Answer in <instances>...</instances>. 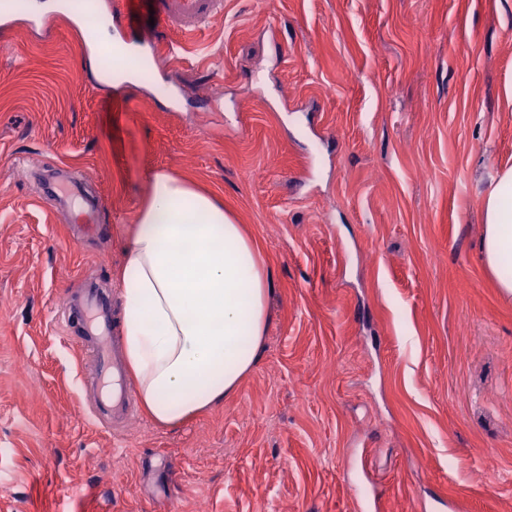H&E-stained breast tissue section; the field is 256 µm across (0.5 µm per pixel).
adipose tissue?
I'll return each instance as SVG.
<instances>
[{
	"instance_id": "obj_1",
	"label": "adipose tissue",
	"mask_w": 512,
	"mask_h": 512,
	"mask_svg": "<svg viewBox=\"0 0 512 512\" xmlns=\"http://www.w3.org/2000/svg\"><path fill=\"white\" fill-rule=\"evenodd\" d=\"M480 251L512 297V167L481 200ZM128 368L160 426L184 423L232 396L256 366L273 291L256 240L213 197L158 171L120 272Z\"/></svg>"
}]
</instances>
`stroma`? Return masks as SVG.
Wrapping results in <instances>:
<instances>
[{"label":"stroma","instance_id":"1","mask_svg":"<svg viewBox=\"0 0 512 512\" xmlns=\"http://www.w3.org/2000/svg\"><path fill=\"white\" fill-rule=\"evenodd\" d=\"M0 14V512H512V299L481 199L512 164V0H224L169 72ZM49 18L45 29L31 20ZM164 170L220 197L274 291L261 359L176 427L95 422L62 312L119 291ZM84 181L87 235L42 192Z\"/></svg>","mask_w":512,"mask_h":512}]
</instances>
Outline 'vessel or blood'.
<instances>
[{"instance_id": "b4317fda", "label": "vessel or blood", "mask_w": 512, "mask_h": 512, "mask_svg": "<svg viewBox=\"0 0 512 512\" xmlns=\"http://www.w3.org/2000/svg\"><path fill=\"white\" fill-rule=\"evenodd\" d=\"M155 6L164 33L170 30L185 38L224 14V0H155ZM164 33L150 47L152 58L174 52L167 46ZM76 315L80 326L76 340L94 363L91 385L96 391L95 416H111L113 425H120L134 413L124 368L125 339L119 336L111 305L100 289H86Z\"/></svg>"}]
</instances>
